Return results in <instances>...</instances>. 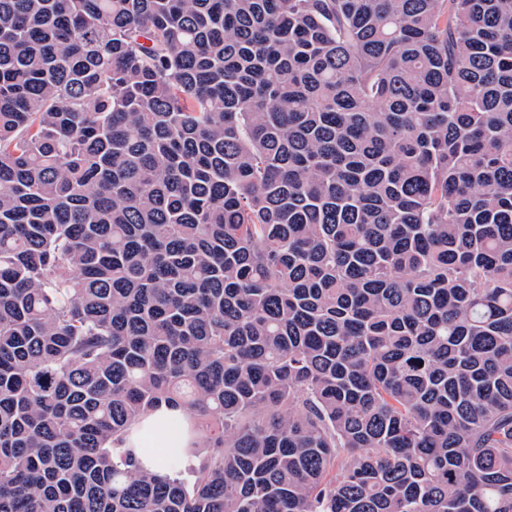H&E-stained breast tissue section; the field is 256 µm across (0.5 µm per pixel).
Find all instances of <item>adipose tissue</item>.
Instances as JSON below:
<instances>
[{
  "mask_svg": "<svg viewBox=\"0 0 512 512\" xmlns=\"http://www.w3.org/2000/svg\"><path fill=\"white\" fill-rule=\"evenodd\" d=\"M184 416L182 409L163 404L133 425L128 445L135 448L143 468L156 473L165 472L172 456L187 447L191 436L176 425L177 420Z\"/></svg>",
  "mask_w": 512,
  "mask_h": 512,
  "instance_id": "adipose-tissue-1",
  "label": "adipose tissue"
}]
</instances>
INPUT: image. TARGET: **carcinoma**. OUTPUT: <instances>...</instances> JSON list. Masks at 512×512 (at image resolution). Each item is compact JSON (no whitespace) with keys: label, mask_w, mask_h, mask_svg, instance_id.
I'll return each mask as SVG.
<instances>
[{"label":"carcinoma","mask_w":512,"mask_h":512,"mask_svg":"<svg viewBox=\"0 0 512 512\" xmlns=\"http://www.w3.org/2000/svg\"><path fill=\"white\" fill-rule=\"evenodd\" d=\"M0 512H512V0H0ZM187 417L180 408L161 404L151 415L132 426L127 448H136L140 465L152 472L164 473L169 460L191 441L186 429L176 428L171 421Z\"/></svg>","instance_id":"1"}]
</instances>
